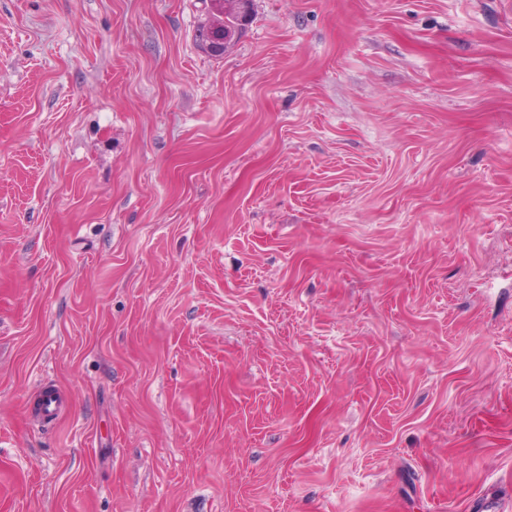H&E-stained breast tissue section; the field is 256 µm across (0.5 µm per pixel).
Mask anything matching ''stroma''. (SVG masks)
Masks as SVG:
<instances>
[{
  "label": "stroma",
  "mask_w": 512,
  "mask_h": 512,
  "mask_svg": "<svg viewBox=\"0 0 512 512\" xmlns=\"http://www.w3.org/2000/svg\"><path fill=\"white\" fill-rule=\"evenodd\" d=\"M203 14L0 0V512H512V0ZM224 1L225 0H204L206 3L205 13L209 15V19L201 23L195 30L200 34L204 33L205 29L210 32H222L224 37V27L234 28V24L232 19L233 12L224 10ZM220 25V26H218Z\"/></svg>",
  "instance_id": "stroma-1"
}]
</instances>
